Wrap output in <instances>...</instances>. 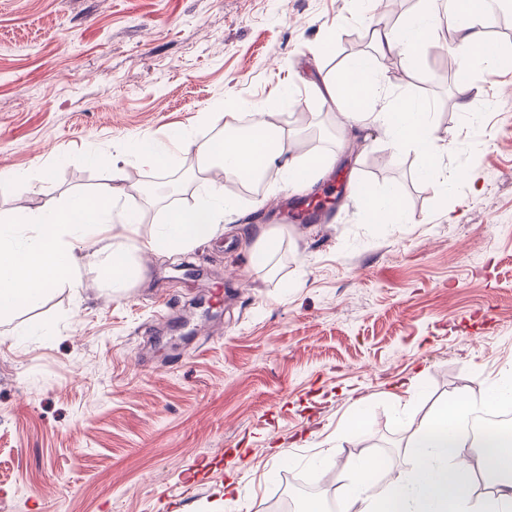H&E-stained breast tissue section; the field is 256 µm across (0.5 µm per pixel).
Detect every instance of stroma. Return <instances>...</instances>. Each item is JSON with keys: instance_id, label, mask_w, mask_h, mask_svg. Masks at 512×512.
I'll return each instance as SVG.
<instances>
[{"instance_id": "1", "label": "stroma", "mask_w": 512, "mask_h": 512, "mask_svg": "<svg viewBox=\"0 0 512 512\" xmlns=\"http://www.w3.org/2000/svg\"><path fill=\"white\" fill-rule=\"evenodd\" d=\"M419 7L0 0V216L116 184L154 236L198 200L194 145L232 101L333 155L330 175L396 190L412 218L366 223L349 193L321 223L286 224L268 185L208 241L145 254L128 287L75 251V283L0 318V512H270L292 483L346 484L352 456L394 454L398 476L402 419L512 373V18L485 27L493 66L454 52L445 22L433 48L378 60L390 94L429 103L443 167L475 173L449 193L377 125L340 145L336 107L305 93L371 52L372 21L398 27ZM172 130L182 187L145 198L156 170L132 146ZM273 227L284 243L262 265L253 244ZM359 400L368 423L347 427Z\"/></svg>"}]
</instances>
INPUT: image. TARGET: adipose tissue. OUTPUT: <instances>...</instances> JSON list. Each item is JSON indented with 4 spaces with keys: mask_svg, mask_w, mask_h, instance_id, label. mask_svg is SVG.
<instances>
[{
    "mask_svg": "<svg viewBox=\"0 0 512 512\" xmlns=\"http://www.w3.org/2000/svg\"><path fill=\"white\" fill-rule=\"evenodd\" d=\"M501 4L502 0H446L440 10L436 0H423L422 8L401 28L374 29L375 56L348 62L336 79L312 85L311 90L341 110L342 136H351L364 121H372L394 144L409 147L420 156V172L426 181L438 179L448 186L469 180L471 174L466 170L440 177L439 138L428 106L414 98L388 96L376 57L394 52L411 55L426 49L432 44L435 25L444 20L457 29L456 51L477 59L497 58L496 49L472 19L477 15L491 19ZM283 139V130L265 119L248 124L236 115L225 119L223 132L196 146L199 176L210 187L207 198L193 207L171 210L165 231L146 241L133 236L137 218L127 206L123 188L117 185L89 196H71L50 211L30 207L18 212L0 225V314L36 307L52 285L75 280L74 245L84 246L87 262L121 288L140 274L139 255L190 247L210 237L221 217L234 207L223 184L213 181V170L246 179L277 165L282 187L287 190L331 165L328 154L285 157ZM361 209L370 224L408 221L393 191L368 188ZM115 225L129 230V237L91 248L92 238ZM511 403L512 375L496 381L482 403L466 396L453 397L437 405L426 420L407 423L406 448L414 463L412 471L379 483L374 479L378 460L359 457L348 461L350 480L338 491V512H512V477L503 475L504 470H512V439L490 426L479 437L469 430L479 406ZM472 451L496 486L491 496L473 492L472 471L465 462Z\"/></svg>",
    "mask_w": 512,
    "mask_h": 512,
    "instance_id": "obj_1",
    "label": "adipose tissue"
}]
</instances>
